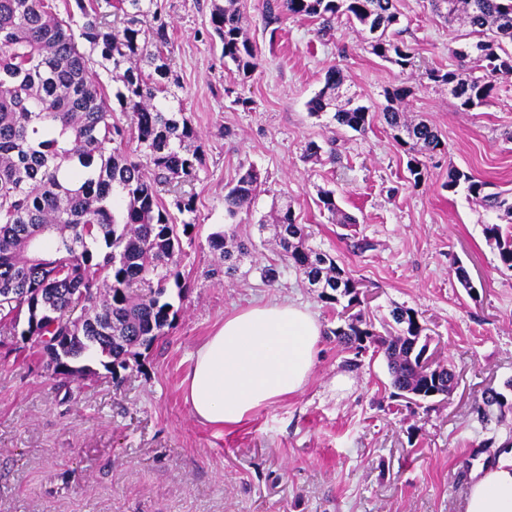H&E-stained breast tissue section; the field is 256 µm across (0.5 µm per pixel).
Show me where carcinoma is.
<instances>
[{"label": "carcinoma", "instance_id": "carcinoma-1", "mask_svg": "<svg viewBox=\"0 0 512 512\" xmlns=\"http://www.w3.org/2000/svg\"><path fill=\"white\" fill-rule=\"evenodd\" d=\"M430 5L448 26L460 19L468 24L472 40L464 52L452 53L460 66L472 63L482 75L432 69L427 78L448 86L463 110L486 104L497 80L512 77V51L503 47L512 45V0ZM283 13L319 21L321 36L344 17L359 27L365 51L403 72L414 66L409 48L396 39L394 0H276L266 5V25ZM210 24L224 66L242 81L249 78L259 58L237 0H211ZM171 47L158 0H66L64 18L53 0H0V334H18L26 316L21 341L41 345L46 369L62 386L96 374L89 364L94 357L114 376L127 370L177 314L167 285L181 278V237L195 228V196L185 186L197 179L204 151L183 107L171 105L179 87ZM113 82L119 83L114 90ZM344 83L342 69L330 67L308 102L309 113L329 114L338 126L363 133L373 113L343 97ZM411 95L403 84L386 89L384 118L417 181L419 157L444 143L427 121L407 119L403 104ZM115 103L129 116L125 127L114 121ZM262 185L255 168L241 170L224 194L227 215L237 217ZM447 187L464 188L475 204L512 223V189L490 192V183L456 168L448 170ZM318 206L338 224L357 223L332 190H320ZM172 207L185 219L177 221ZM267 229L279 262L260 268L265 282L292 269L330 310L352 306L354 279L330 252L309 244L290 202L278 206L272 223L259 222L258 231ZM484 234L501 266L512 271V233L486 224ZM208 244L227 276L249 254L244 241L223 229L212 232ZM390 316L397 330L389 336L376 334L360 312L329 333L348 350L369 343L382 353L391 387L407 403L419 407L433 400V392L448 397L454 370L418 360L427 346L418 312L396 307ZM507 406V396L496 389L482 394L474 408L483 436L476 453L495 444L494 411Z\"/></svg>", "mask_w": 512, "mask_h": 512}]
</instances>
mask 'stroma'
Wrapping results in <instances>:
<instances>
[{"instance_id": "35a3bbf8", "label": "stroma", "mask_w": 512, "mask_h": 512, "mask_svg": "<svg viewBox=\"0 0 512 512\" xmlns=\"http://www.w3.org/2000/svg\"><path fill=\"white\" fill-rule=\"evenodd\" d=\"M159 2L184 109L204 145L190 186L196 226L182 240L180 284L169 290L177 317L119 378L103 370L67 389L36 347L0 335V512H462L470 471L484 465L471 457L479 442L473 407L484 390L512 379V272L483 233L496 214L446 182L454 167L512 188V80L469 111L428 80V70L457 69L452 51L464 38L426 0H396L399 38L414 54L404 72L365 52L347 22L322 37L316 21L285 16L274 33L265 0H239L260 66L236 81L208 35L210 0ZM333 65L348 95L374 115L366 132L309 113ZM401 83L413 90L408 117L428 120L446 144L425 159L418 181L382 116L385 89ZM312 141L323 147L320 158L305 155ZM249 166L261 174V192L249 211L228 218L224 194ZM322 188L354 225L319 209ZM283 196L310 244L359 282L377 333L391 330L396 306L423 318L432 349L457 375L449 399L397 409L383 355L339 346L328 334L335 313L295 272L262 280L260 267L277 252L256 222ZM220 228L256 242L231 277L213 272L208 237ZM360 239L370 250H354ZM460 265L473 290L459 284ZM288 299L308 304L326 331L303 392L237 426L200 424L183 386L197 348L225 315ZM354 358L359 368H349ZM340 375L348 388H337Z\"/></svg>"}]
</instances>
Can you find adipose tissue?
Returning a JSON list of instances; mask_svg holds the SVG:
<instances>
[{"label": "adipose tissue", "mask_w": 512, "mask_h": 512, "mask_svg": "<svg viewBox=\"0 0 512 512\" xmlns=\"http://www.w3.org/2000/svg\"><path fill=\"white\" fill-rule=\"evenodd\" d=\"M321 336L317 316L290 301L226 316L196 350L186 378L195 419L232 427L300 393L312 376ZM464 512H512V454L471 475Z\"/></svg>", "instance_id": "1"}]
</instances>
